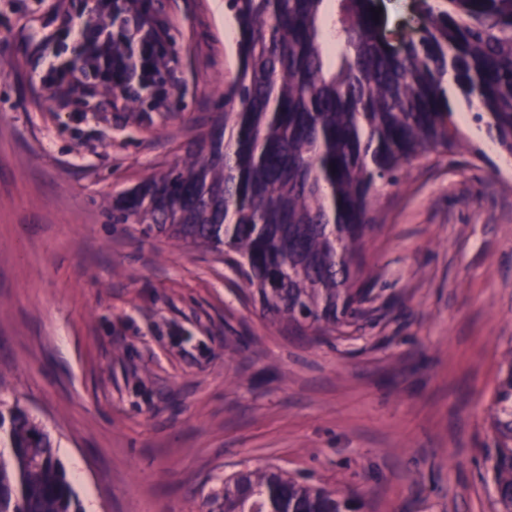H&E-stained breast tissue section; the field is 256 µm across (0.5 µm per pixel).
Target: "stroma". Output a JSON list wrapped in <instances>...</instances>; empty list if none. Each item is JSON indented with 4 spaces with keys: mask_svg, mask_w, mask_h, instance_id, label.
Instances as JSON below:
<instances>
[{
    "mask_svg": "<svg viewBox=\"0 0 512 512\" xmlns=\"http://www.w3.org/2000/svg\"><path fill=\"white\" fill-rule=\"evenodd\" d=\"M73 0H0V399L58 442L97 512H206L256 467L355 491L365 512H497L484 451L512 349V157L469 148L378 182L368 295L347 335L263 313L223 256L112 221V202L224 111L238 58L226 0H136L162 23L151 85L86 112L38 43ZM391 45L415 0H375Z\"/></svg>",
    "mask_w": 512,
    "mask_h": 512,
    "instance_id": "35a3bbf8",
    "label": "stroma"
}]
</instances>
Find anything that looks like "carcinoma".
Masks as SVG:
<instances>
[{
  "mask_svg": "<svg viewBox=\"0 0 512 512\" xmlns=\"http://www.w3.org/2000/svg\"><path fill=\"white\" fill-rule=\"evenodd\" d=\"M394 53L371 0H227L239 68L226 110L183 164L120 196L133 220L224 255L268 314L301 336H343L366 300L361 261L377 182L465 142L466 110L512 155V0H421ZM485 460L512 512V352ZM0 512H81L51 433L0 400ZM209 512H353L354 497L275 469L240 471Z\"/></svg>",
  "mask_w": 512,
  "mask_h": 512,
  "instance_id": "carcinoma-1",
  "label": "carcinoma"
}]
</instances>
